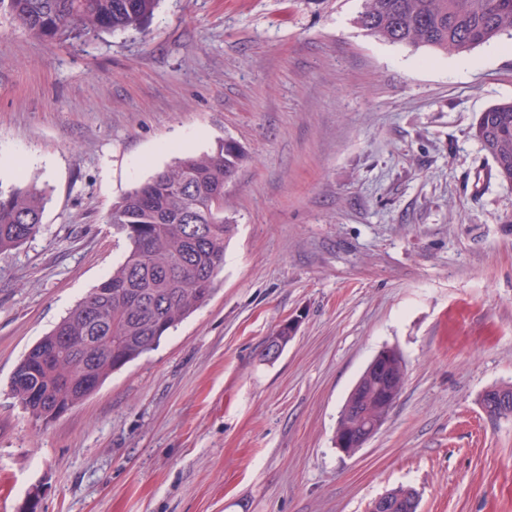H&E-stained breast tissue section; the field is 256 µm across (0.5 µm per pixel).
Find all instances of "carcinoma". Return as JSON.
<instances>
[{"label": "carcinoma", "mask_w": 512, "mask_h": 512, "mask_svg": "<svg viewBox=\"0 0 512 512\" xmlns=\"http://www.w3.org/2000/svg\"><path fill=\"white\" fill-rule=\"evenodd\" d=\"M160 0H0L18 28L58 44L143 28ZM358 24L390 43L462 53L512 38V0H364ZM472 136L512 183V101L482 112ZM244 155L232 141L180 157L112 205L106 223L126 241L123 260L24 356L14 399L50 421L151 350L214 291L234 231L224 185ZM47 203L33 182L0 188V253L41 228Z\"/></svg>", "instance_id": "obj_1"}]
</instances>
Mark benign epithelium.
<instances>
[{"mask_svg": "<svg viewBox=\"0 0 512 512\" xmlns=\"http://www.w3.org/2000/svg\"><path fill=\"white\" fill-rule=\"evenodd\" d=\"M406 377L405 364L392 352H379L348 394V406L357 407L348 426L336 430V447L351 454L382 429ZM415 512L417 496L409 488H396L374 499L368 512H392V502Z\"/></svg>", "mask_w": 512, "mask_h": 512, "instance_id": "obj_1", "label": "benign epithelium"}]
</instances>
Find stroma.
<instances>
[{"label":"stroma","mask_w":512,"mask_h":512,"mask_svg":"<svg viewBox=\"0 0 512 512\" xmlns=\"http://www.w3.org/2000/svg\"><path fill=\"white\" fill-rule=\"evenodd\" d=\"M363 0H161L144 29L58 46L0 13V185L47 193L0 254V512H512V184L471 135L512 99V39L391 44ZM236 142L211 297L57 418L12 397L28 350L123 258L113 203ZM297 319L284 352L264 349ZM406 381L381 431L333 437L372 359ZM397 501L403 503L405 512H415L417 508V496L413 490L409 488H396L384 495L374 499L369 507L368 512H393L392 502Z\"/></svg>","instance_id":"1"}]
</instances>
